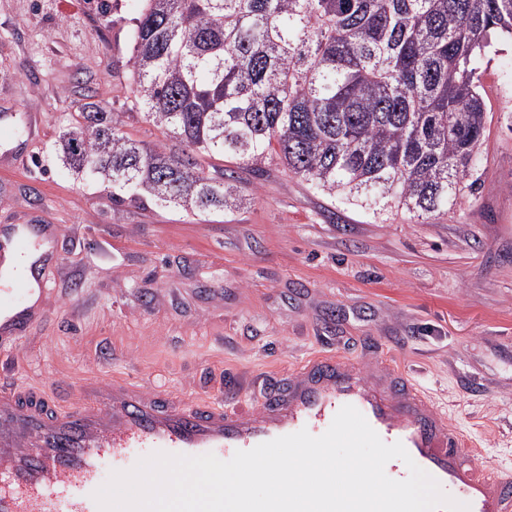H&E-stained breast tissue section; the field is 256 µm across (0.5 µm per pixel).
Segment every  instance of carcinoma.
<instances>
[{
    "label": "carcinoma",
    "instance_id": "1",
    "mask_svg": "<svg viewBox=\"0 0 512 512\" xmlns=\"http://www.w3.org/2000/svg\"><path fill=\"white\" fill-rule=\"evenodd\" d=\"M127 92L179 151L128 136L89 102L62 161L112 200L236 204L215 155L288 172L345 203L422 218L481 187L477 58L512 39V0H146Z\"/></svg>",
    "mask_w": 512,
    "mask_h": 512
}]
</instances>
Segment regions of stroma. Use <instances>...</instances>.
<instances>
[{
	"mask_svg": "<svg viewBox=\"0 0 512 512\" xmlns=\"http://www.w3.org/2000/svg\"><path fill=\"white\" fill-rule=\"evenodd\" d=\"M144 0H0V228L55 224L43 321L0 381L124 378L182 399L240 386L239 408L307 359L374 355L418 383L479 459L512 472V42L478 63L481 188L417 220L380 217L280 165L241 166L205 213L112 191L52 148L87 97L133 138L171 145L126 99Z\"/></svg>",
	"mask_w": 512,
	"mask_h": 512,
	"instance_id": "stroma-1",
	"label": "stroma"
}]
</instances>
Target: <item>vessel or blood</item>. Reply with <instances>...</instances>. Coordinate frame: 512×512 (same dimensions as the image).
Masks as SVG:
<instances>
[{
	"label": "vessel or blood",
	"mask_w": 512,
	"mask_h": 512,
	"mask_svg": "<svg viewBox=\"0 0 512 512\" xmlns=\"http://www.w3.org/2000/svg\"><path fill=\"white\" fill-rule=\"evenodd\" d=\"M60 234L28 224L0 231L1 340L41 323L33 279ZM377 368L389 387L348 360L315 356L254 409L180 403L117 378L87 380L64 408L49 388L1 387L0 512H98L93 494L105 482L104 469L129 470L134 456L211 453L228 460L302 429L322 435L346 405L384 442L402 443L470 512H512V474L482 464L419 386L386 363Z\"/></svg>",
	"instance_id": "vessel-or-blood-1"
}]
</instances>
